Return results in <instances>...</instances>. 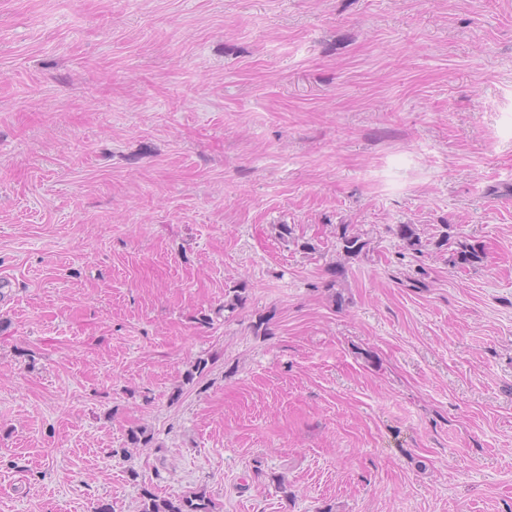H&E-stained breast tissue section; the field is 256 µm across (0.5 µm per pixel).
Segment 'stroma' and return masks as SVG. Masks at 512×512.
<instances>
[{"label":"stroma","instance_id":"obj_1","mask_svg":"<svg viewBox=\"0 0 512 512\" xmlns=\"http://www.w3.org/2000/svg\"><path fill=\"white\" fill-rule=\"evenodd\" d=\"M1 280L0 512H512V0H0ZM337 245L348 257L359 256L366 248L367 241L362 239L361 234L353 232L348 224H340L336 227ZM482 254V245L468 240H459L456 242V248L449 257V262L453 267L464 268L474 266L481 260ZM139 512H207L208 502L202 496L171 499L160 497L148 488L141 493Z\"/></svg>","mask_w":512,"mask_h":512}]
</instances>
